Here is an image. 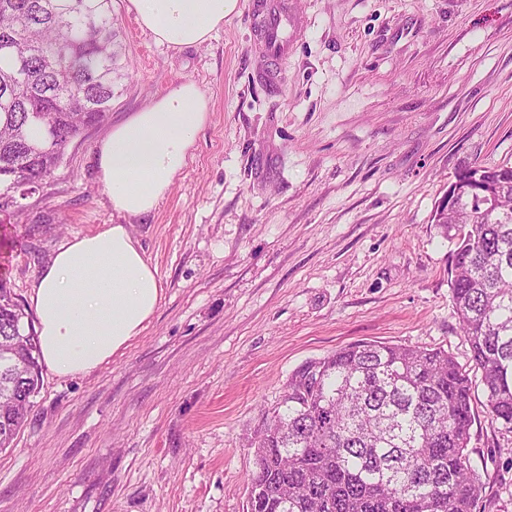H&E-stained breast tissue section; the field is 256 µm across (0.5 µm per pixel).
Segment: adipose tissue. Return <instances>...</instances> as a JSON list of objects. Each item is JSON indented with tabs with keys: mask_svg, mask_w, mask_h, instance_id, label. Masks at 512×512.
I'll list each match as a JSON object with an SVG mask.
<instances>
[{
	"mask_svg": "<svg viewBox=\"0 0 512 512\" xmlns=\"http://www.w3.org/2000/svg\"><path fill=\"white\" fill-rule=\"evenodd\" d=\"M236 3L129 0L142 27L174 48L205 43ZM208 116L205 95L184 81L109 130L97 145L99 179L117 213L136 217L156 208ZM161 294L158 271L128 225L73 237L40 271L30 296L42 362L59 376L90 373L141 335Z\"/></svg>",
	"mask_w": 512,
	"mask_h": 512,
	"instance_id": "obj_1",
	"label": "adipose tissue"
}]
</instances>
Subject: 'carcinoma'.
Here are the masks:
<instances>
[{"label":"carcinoma","instance_id":"cac0c4a2","mask_svg":"<svg viewBox=\"0 0 512 512\" xmlns=\"http://www.w3.org/2000/svg\"><path fill=\"white\" fill-rule=\"evenodd\" d=\"M22 35L28 52L11 48ZM112 0H0V182L4 197L57 168L67 145L104 123L127 78ZM503 218L481 214L452 253L450 290L488 414L512 429V166L483 169ZM0 278V338L24 336L39 393L38 337ZM33 402L1 405L12 447ZM472 380L448 351L355 343L297 368L248 438V512H473L482 491L468 444Z\"/></svg>","mask_w":512,"mask_h":512}]
</instances>
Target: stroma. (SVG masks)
Segmentation results:
<instances>
[{
    "instance_id": "1",
    "label": "stroma",
    "mask_w": 512,
    "mask_h": 512,
    "mask_svg": "<svg viewBox=\"0 0 512 512\" xmlns=\"http://www.w3.org/2000/svg\"><path fill=\"white\" fill-rule=\"evenodd\" d=\"M250 0L198 46L157 43L112 0L128 73L106 124L0 212V277L28 321L68 239L131 223L161 279L140 336L89 374L43 372L0 452V512H247L246 437L292 372L353 343L441 348L472 372L474 512H512V432L493 420L449 289L456 175L512 166V0H288L305 26L279 84ZM210 103L157 208H112L95 150L174 84ZM33 407V401H28L24 404L17 403L15 405H4L1 404V421H2V413L7 412L10 417H14L15 421L10 422V427L13 426V432L8 440L0 439V450H6L7 448H11L13 445V441L17 436L18 432L22 429L25 423L28 420V416Z\"/></svg>"
}]
</instances>
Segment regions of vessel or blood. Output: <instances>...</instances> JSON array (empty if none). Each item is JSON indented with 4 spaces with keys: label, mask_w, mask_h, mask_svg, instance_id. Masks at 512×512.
I'll list each match as a JSON object with an SVG mask.
<instances>
[{
    "label": "vessel or blood",
    "mask_w": 512,
    "mask_h": 512,
    "mask_svg": "<svg viewBox=\"0 0 512 512\" xmlns=\"http://www.w3.org/2000/svg\"><path fill=\"white\" fill-rule=\"evenodd\" d=\"M250 17L269 57L275 61L286 57L290 33L301 27L300 20L289 15L286 0H252Z\"/></svg>",
    "instance_id": "obj_1"
}]
</instances>
